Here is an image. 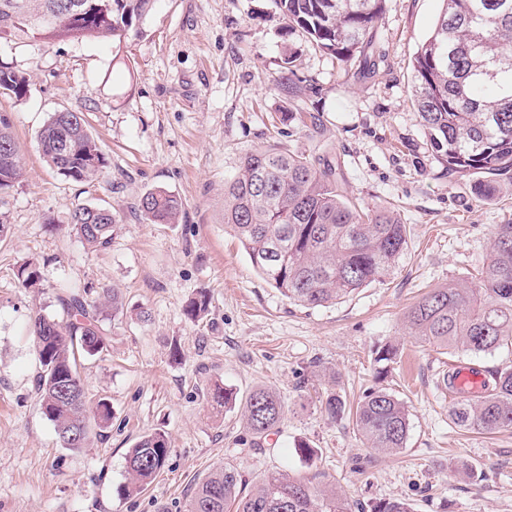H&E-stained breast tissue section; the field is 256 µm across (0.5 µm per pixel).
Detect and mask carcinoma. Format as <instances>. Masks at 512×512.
Wrapping results in <instances>:
<instances>
[{
  "instance_id": "1",
  "label": "carcinoma",
  "mask_w": 512,
  "mask_h": 512,
  "mask_svg": "<svg viewBox=\"0 0 512 512\" xmlns=\"http://www.w3.org/2000/svg\"><path fill=\"white\" fill-rule=\"evenodd\" d=\"M23 10L0 24V42L39 39L122 42L141 32L155 0H0V17L16 2ZM287 20L283 36L296 32L342 62L360 58L368 65L363 43L380 18L386 0H278ZM444 9L431 36L412 59L411 93L431 146L452 172L482 174L480 195L496 192V177L512 172V0H443ZM24 73L0 64V95L21 100L29 93ZM48 165L75 182L95 180L104 158L84 114L55 112L38 136ZM21 177L20 148L7 118L0 116V193ZM139 210L152 224H174L180 200L157 188L144 193ZM119 222L110 205H82L71 224L93 250L107 247ZM224 226L238 239L258 275L288 301L326 307L372 283H383L406 248V228L386 209L363 211L336 182V161L274 147L241 157L237 175L224 183ZM25 288L40 274L32 264L18 269ZM90 290L72 291L62 303L67 319L35 313L28 331L43 371L37 391L44 414L63 447H87L90 424L112 426V407L87 404L77 365L80 354L94 356L106 347L99 305L123 311L117 290L105 289L95 304ZM210 304L205 290L185 308L202 317ZM421 344L448 353L481 356L512 347V224H499L487 262L476 275L433 288L405 316ZM481 391L449 408V419L465 431L495 433L512 429V367L480 369ZM219 410L236 403L233 392L218 385L210 392ZM255 437L268 436L284 416V404L272 390H252L243 404ZM324 410L333 421L352 419L365 447L395 454L405 447L409 413L404 402L383 389L363 395L356 407L338 392L328 394ZM170 448L165 434L143 436L126 456L125 495L144 491L163 469ZM187 512H353L334 486H313L271 473L248 486L233 464L210 473L188 498ZM370 512H412L400 499L380 500Z\"/></svg>"
}]
</instances>
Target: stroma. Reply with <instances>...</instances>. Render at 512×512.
I'll list each match as a JSON object with an SVG mask.
<instances>
[{
  "instance_id": "35a3bbf8",
  "label": "stroma",
  "mask_w": 512,
  "mask_h": 512,
  "mask_svg": "<svg viewBox=\"0 0 512 512\" xmlns=\"http://www.w3.org/2000/svg\"><path fill=\"white\" fill-rule=\"evenodd\" d=\"M442 6L386 0L364 42L371 71L296 33L287 39L296 73L284 76L277 0H156L141 33L119 44H0V63L30 80L23 100L0 97L22 158L18 183L0 194V512H185L191 490L228 463L251 482L283 473L332 484L352 504L398 498L413 512H512V430L454 427L443 381L452 361L512 366V349L453 356L403 327L427 289L477 273L495 226L512 224V174L491 199L479 197L472 177L449 173L411 102V61ZM62 110L83 112L106 158L93 182L58 174L37 149ZM283 112L313 113L317 126L277 123ZM268 145L336 159L348 199L399 215L407 246L386 282L309 309L256 273L224 227V181L241 156ZM158 187L181 201L177 223L139 212L140 197ZM97 204L120 222L111 244L91 251L70 214ZM25 262L38 267L40 288L20 287ZM87 285L118 288L126 310L103 313L109 346L79 361L89 404L107 400L112 426L73 451L40 409L28 325L38 311L63 317L60 295ZM202 289L211 304L193 321L184 307ZM387 344L399 353L380 377L375 353ZM217 385L242 398L275 390L285 407L276 432L255 439L240 411L213 409ZM333 387L352 402L370 387L403 400L405 448L374 453L351 421L328 420L321 401ZM153 432L169 440L164 468L142 493L120 494L129 448ZM301 440L316 448L312 462L296 454Z\"/></svg>"
}]
</instances>
